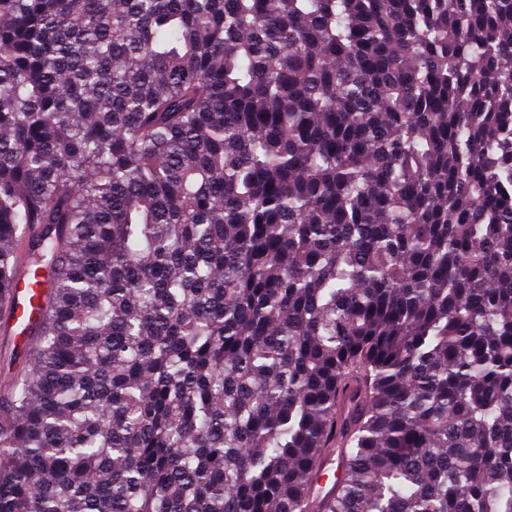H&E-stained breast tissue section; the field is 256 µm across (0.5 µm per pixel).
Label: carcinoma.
Masks as SVG:
<instances>
[{
  "label": "carcinoma",
  "instance_id": "carcinoma-1",
  "mask_svg": "<svg viewBox=\"0 0 512 512\" xmlns=\"http://www.w3.org/2000/svg\"><path fill=\"white\" fill-rule=\"evenodd\" d=\"M23 252L0 512H512V0H0ZM43 272L32 279L28 273L22 272L18 287L11 294L12 308L4 315L5 322L15 326L18 336L30 329L41 317L42 307L49 288Z\"/></svg>",
  "mask_w": 512,
  "mask_h": 512
}]
</instances>
